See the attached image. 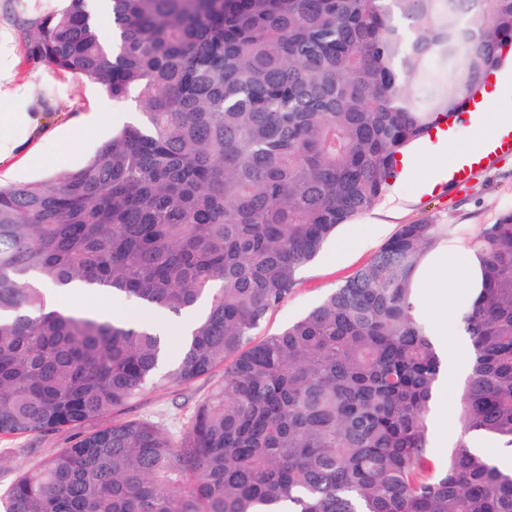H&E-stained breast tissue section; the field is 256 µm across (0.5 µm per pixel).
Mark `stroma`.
<instances>
[{
	"mask_svg": "<svg viewBox=\"0 0 512 512\" xmlns=\"http://www.w3.org/2000/svg\"><path fill=\"white\" fill-rule=\"evenodd\" d=\"M61 0H0V35L13 45L15 81L28 86L26 97H0L1 112H40L46 118L44 136L30 138L29 149L41 157L42 167L20 159L0 165V184L35 181L52 175L62 156H69L72 168L83 166L112 133L111 125L96 120V112L110 102L97 84L43 63L27 59V19L60 9ZM476 129L456 123L451 140H425L410 148L408 159L416 174H398L390 179L384 195L353 224L340 226L319 255L299 273L294 293L281 307L268 315L256 330V338L279 332L289 322L305 315L334 288L342 285L369 264L383 244L402 225L415 222L444 224L449 228L446 249L436 251L426 270L451 257L452 248H467L481 225L496 223L512 213V154H497L473 169L465 180L449 179L434 171L437 160L453 162L457 146L472 144ZM355 234L358 244L345 253L336 248ZM469 377L461 371L456 378L442 382L441 408L432 409L429 419V448L436 462H444L453 447L455 435L444 436L440 426L453 420ZM214 379H200L187 385L159 384L147 389L131 408L128 418L141 417L159 423L172 436L186 431L195 410L214 386ZM72 431L27 436H0V492L15 477L43 459L67 447Z\"/></svg>",
	"mask_w": 512,
	"mask_h": 512,
	"instance_id": "1",
	"label": "stroma"
}]
</instances>
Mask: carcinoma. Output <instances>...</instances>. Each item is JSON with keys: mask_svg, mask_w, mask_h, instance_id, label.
I'll return each instance as SVG.
<instances>
[{"mask_svg": "<svg viewBox=\"0 0 512 512\" xmlns=\"http://www.w3.org/2000/svg\"><path fill=\"white\" fill-rule=\"evenodd\" d=\"M30 28V56L140 111L83 166L0 186V435L76 431L0 512H512V469L467 440L512 448L511 213L469 244L483 280L460 317L470 376L444 464L415 275L448 225H402L251 341L403 151L501 67L512 0H69ZM73 279L205 310L174 347L155 323L47 309L40 284ZM218 368L178 441L139 418L82 431Z\"/></svg>", "mask_w": 512, "mask_h": 512, "instance_id": "obj_1", "label": "carcinoma"}]
</instances>
